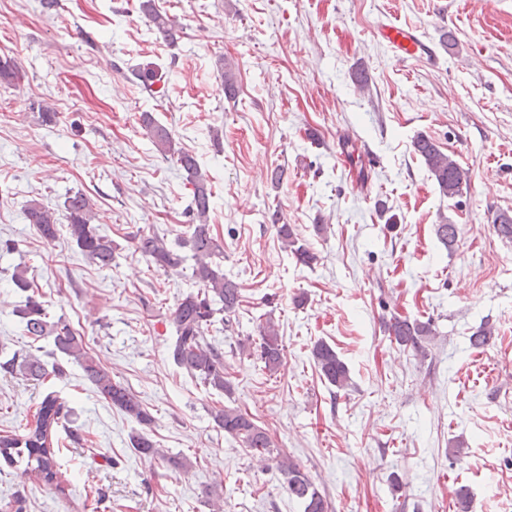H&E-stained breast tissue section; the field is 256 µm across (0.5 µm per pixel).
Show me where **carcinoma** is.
Listing matches in <instances>:
<instances>
[{"mask_svg":"<svg viewBox=\"0 0 512 512\" xmlns=\"http://www.w3.org/2000/svg\"><path fill=\"white\" fill-rule=\"evenodd\" d=\"M139 8L169 40L175 39V30L170 20L157 10L154 0H140ZM140 121L144 135L155 150L165 157L176 158L186 172L187 180L192 185L188 208L193 216V224L176 248L167 243V238L148 232L136 239L134 252L164 273H177L186 267L191 269V277L198 289L183 295L172 312L175 338L170 346V357L175 365L191 377L213 390L229 395L232 387L224 376V350L208 342L206 332L219 321L225 324L230 322L242 299L239 285L224 275L223 242L213 235L210 228L212 190L195 156L176 147L175 139L165 125L150 112L142 113ZM414 149L424 160L444 195L455 197L462 194L463 186L467 184L466 172L450 155L443 153L426 136L415 140ZM63 208L64 214L60 218L54 208L33 201L28 204L25 215L27 221L36 226L44 241L54 242L64 227L71 242L92 264L101 269L112 268L116 245L91 224L93 200L82 192H75L65 198ZM62 218L66 221L64 226L60 224ZM273 220L278 222L277 235L284 250L303 264L316 260V255L300 242L292 225L279 223L280 217L276 214ZM494 224L499 236L512 241V215L502 212L496 216ZM435 233L451 249L458 241L460 230L456 224H438ZM11 281L16 288L27 293L24 304L14 309L13 313L19 318L22 334L31 340V344L51 339L54 351L73 359L102 399L135 419L138 424H151L152 416L141 401L128 388L112 380L100 360L87 351L83 338L62 319L49 320L43 295L27 277V270L15 271ZM388 331L398 345L410 346L422 354L425 353V343L434 335L430 323L396 316L392 318ZM492 335V327L484 323L470 336V345L482 348L488 344ZM257 351L268 371H276L282 366V340L276 324L270 318L260 326ZM312 357L320 377L329 385L339 391L351 386L347 365L330 345L323 341L316 342L312 348ZM0 371L10 375L18 373L28 381L40 383L52 373H63V367L57 364L50 371L40 356L27 351L1 362ZM68 413L69 410L58 398L46 395L37 408L33 426L21 434H0V461L11 467L27 459L23 473L36 474L45 484L65 494L53 437L58 427L64 425ZM210 416L216 428L240 441L253 454L273 456L274 442L247 412L238 407L225 406L211 411ZM132 448L146 457H162L175 470L184 468L181 458L165 455L143 434L132 436ZM278 463L286 479L289 496L303 504L304 512H328L326 498L298 463L288 457L279 459Z\"/></svg>","mask_w":512,"mask_h":512,"instance_id":"cac0c4a2","label":"carcinoma"}]
</instances>
